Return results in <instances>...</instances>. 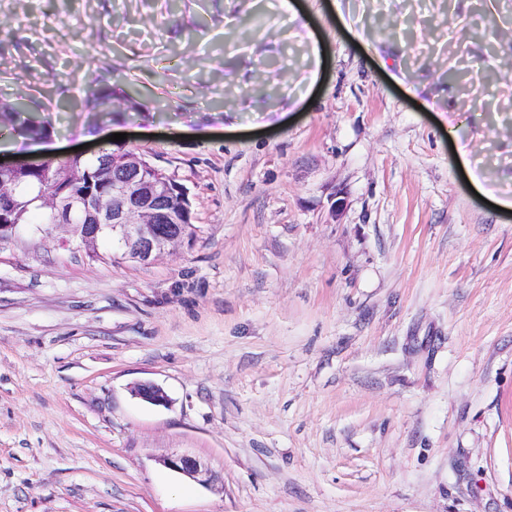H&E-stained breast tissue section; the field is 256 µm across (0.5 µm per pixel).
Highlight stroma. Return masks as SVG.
<instances>
[{
	"mask_svg": "<svg viewBox=\"0 0 512 512\" xmlns=\"http://www.w3.org/2000/svg\"><path fill=\"white\" fill-rule=\"evenodd\" d=\"M276 2L0 0V105L112 92L0 159L123 134L195 226L0 247V512H512V212L458 159L512 200V0ZM80 104L85 112H112L111 95L89 84L80 96Z\"/></svg>",
	"mask_w": 512,
	"mask_h": 512,
	"instance_id": "obj_1",
	"label": "stroma"
}]
</instances>
